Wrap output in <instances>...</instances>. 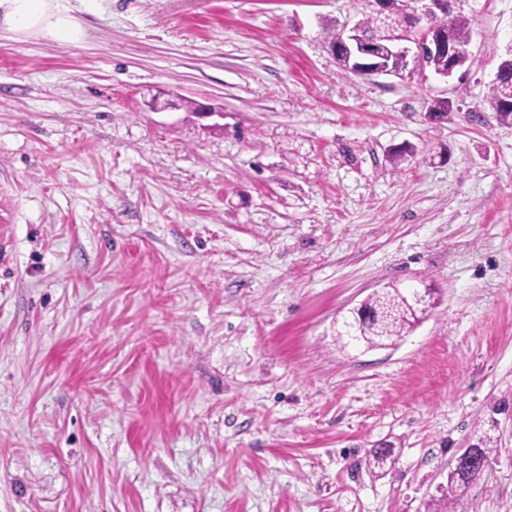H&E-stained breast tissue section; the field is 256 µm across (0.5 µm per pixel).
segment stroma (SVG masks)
Listing matches in <instances>:
<instances>
[{"label":"stroma","instance_id":"obj_1","mask_svg":"<svg viewBox=\"0 0 512 512\" xmlns=\"http://www.w3.org/2000/svg\"><path fill=\"white\" fill-rule=\"evenodd\" d=\"M63 4L78 42L0 29V512H424L486 437L467 499L512 512V0H457L449 78L339 69L362 0ZM485 101L502 122L512 123V68L500 72L493 80ZM389 285L377 290L360 312L342 314L336 321V344L354 348L355 337L362 347L395 343L405 336L434 306L433 288Z\"/></svg>","mask_w":512,"mask_h":512}]
</instances>
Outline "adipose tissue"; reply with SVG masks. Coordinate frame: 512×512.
Returning a JSON list of instances; mask_svg holds the SVG:
<instances>
[{
  "label": "adipose tissue",
  "mask_w": 512,
  "mask_h": 512,
  "mask_svg": "<svg viewBox=\"0 0 512 512\" xmlns=\"http://www.w3.org/2000/svg\"><path fill=\"white\" fill-rule=\"evenodd\" d=\"M0 26L15 33L37 32L59 42H75L80 25L58 0H0Z\"/></svg>",
  "instance_id": "adipose-tissue-1"
}]
</instances>
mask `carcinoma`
Segmentation results:
<instances>
[{
    "instance_id": "obj_1",
    "label": "carcinoma",
    "mask_w": 512,
    "mask_h": 512,
    "mask_svg": "<svg viewBox=\"0 0 512 512\" xmlns=\"http://www.w3.org/2000/svg\"><path fill=\"white\" fill-rule=\"evenodd\" d=\"M428 25L436 28L451 43L463 47L470 44V20L459 13L452 16L446 13L435 15ZM360 26L363 36L375 51L383 53L396 35L413 27V17L402 11L396 0L388 17L382 18L372 11L361 18ZM485 101L501 121L512 123V68L500 72L498 78L493 80ZM434 306V291L431 288L416 290L412 285L386 286L376 291L361 311L344 313L337 319L336 344L342 349L352 348L353 337L366 348L395 343ZM479 478L480 474L469 468L448 477L440 496L431 498L427 503L426 512H457L466 489Z\"/></svg>"
}]
</instances>
